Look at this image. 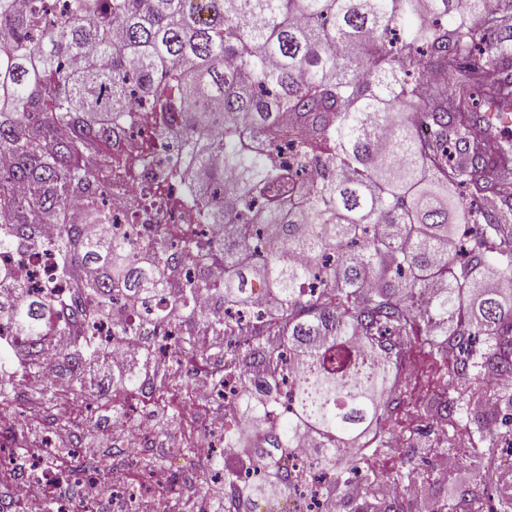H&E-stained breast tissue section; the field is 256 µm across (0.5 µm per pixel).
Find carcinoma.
<instances>
[{"instance_id": "carcinoma-1", "label": "carcinoma", "mask_w": 512, "mask_h": 512, "mask_svg": "<svg viewBox=\"0 0 512 512\" xmlns=\"http://www.w3.org/2000/svg\"><path fill=\"white\" fill-rule=\"evenodd\" d=\"M452 10L453 0H72L51 21L44 0H0V154L12 160L0 171V250L60 226L62 270L97 267L77 289L102 316L118 292L152 311L137 346L168 322L170 263H215L177 302L216 339L224 372L244 378L254 427L229 431L243 452L220 462L226 471L273 461L307 431L328 492L359 479L356 512H396L390 486L424 475L397 467L382 481L372 465L394 452L382 428L399 406L395 365L416 347L446 386L467 389L512 372L509 159L470 126L480 102L512 112V30L500 27L512 0ZM143 103L180 115L160 136L184 148L143 162L193 185L203 223L223 225L224 239L174 247L156 234L136 251L68 219L78 199L92 221L109 220L97 158ZM400 107L411 117L397 119ZM428 176L458 192L461 223L448 224ZM267 227L283 244L270 258L258 251ZM255 281L278 320L271 340L234 336L195 310L204 292L246 307ZM23 291L0 266V325L36 357L63 325L52 301H15ZM283 346L298 374L291 408L269 422ZM84 354L99 351L59 349L64 362ZM208 355L195 337H173V358ZM468 408L448 393L423 405L446 422ZM286 492L288 471L273 468L248 495Z\"/></svg>"}]
</instances>
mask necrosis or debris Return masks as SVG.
<instances>
[{
	"mask_svg": "<svg viewBox=\"0 0 512 512\" xmlns=\"http://www.w3.org/2000/svg\"><path fill=\"white\" fill-rule=\"evenodd\" d=\"M168 123L167 114L148 110L137 114L133 123L126 125L123 135L113 139L111 222L104 225V236L127 238L136 248L146 240L150 225L162 224L173 241L185 236L207 241L222 237V229L201 223L191 201L192 187L166 178L159 169L140 161L149 145L154 146L157 154H176L177 142L158 137L159 127ZM57 232L56 225L41 226L39 247L1 252L0 264L10 267L30 293L51 298L61 309L76 304L83 309L82 320L68 333L51 336V343L71 347L90 338L113 359L122 358L130 350L129 336L134 335L144 316L142 303L128 294L117 296L116 314L125 321L119 328L101 316L96 303L79 300L73 279L61 273L58 255L51 247ZM197 309L209 320L238 324L246 334L261 328L260 317L269 311L266 293L260 287L255 288L249 309L226 304L210 294L199 299ZM223 367L222 361L210 359L195 368L193 379L179 390L177 399L184 418L200 423L201 440L219 457L228 453V428L242 423L241 380L231 376L225 386H218L217 372ZM155 398L153 381L145 378L137 393L118 397L116 408L120 409V416H113L116 408L98 410L109 429L123 431V449L128 456L143 454L161 434L157 419L148 418L145 412ZM216 403L221 406L217 416L210 411ZM31 415L32 408L28 405L19 407L11 402L0 405V512H38L32 498L36 491L55 500L57 512H71L72 500L80 492L85 495L84 512H159L162 501L173 502L183 496L173 464L180 454L179 432L170 434L171 446L167 451L170 461L160 474L134 464L116 469L107 479L96 470L75 469L67 452V442L56 434L49 438L51 449L58 455L55 464H48L41 454L16 453L13 443L7 442L6 437L29 422ZM313 459L314 451L305 437L288 451L286 463L293 480L287 495V512H338L335 497L326 491L328 480ZM262 475V468L254 467L221 476L218 491L226 512H249L251 504L245 491Z\"/></svg>",
	"mask_w": 512,
	"mask_h": 512,
	"instance_id": "4bbe7bcc",
	"label": "necrosis or debris"
}]
</instances>
